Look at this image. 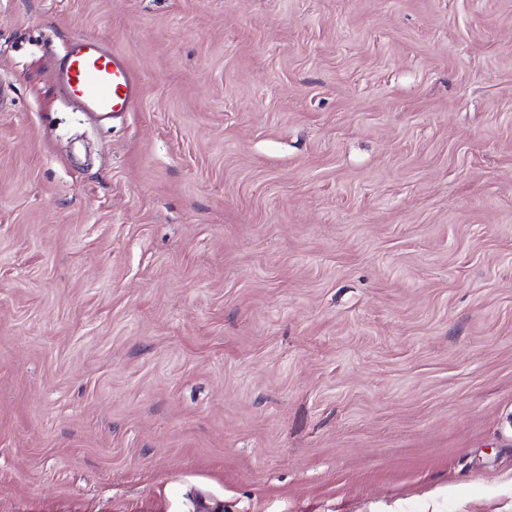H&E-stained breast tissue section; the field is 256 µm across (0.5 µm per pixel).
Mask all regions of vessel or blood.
I'll use <instances>...</instances> for the list:
<instances>
[{
  "instance_id": "b4317fda",
  "label": "vessel or blood",
  "mask_w": 512,
  "mask_h": 512,
  "mask_svg": "<svg viewBox=\"0 0 512 512\" xmlns=\"http://www.w3.org/2000/svg\"><path fill=\"white\" fill-rule=\"evenodd\" d=\"M56 82L66 96L82 101L100 117L131 111L139 96V80L124 59L94 36L69 43Z\"/></svg>"
}]
</instances>
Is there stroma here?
Segmentation results:
<instances>
[{
    "label": "stroma",
    "instance_id": "stroma-1",
    "mask_svg": "<svg viewBox=\"0 0 512 512\" xmlns=\"http://www.w3.org/2000/svg\"><path fill=\"white\" fill-rule=\"evenodd\" d=\"M0 87V512H512V0H0ZM56 82L66 96L82 101L102 118L131 112L139 96V80L124 59L94 36H78L69 43Z\"/></svg>",
    "mask_w": 512,
    "mask_h": 512
}]
</instances>
